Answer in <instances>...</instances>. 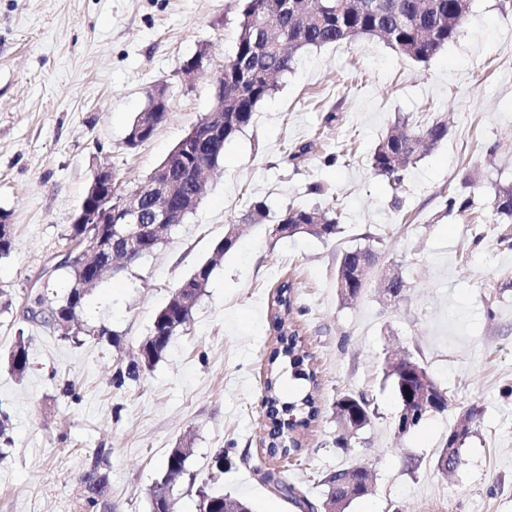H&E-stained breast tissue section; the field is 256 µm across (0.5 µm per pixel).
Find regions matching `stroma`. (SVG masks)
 Segmentation results:
<instances>
[{
    "mask_svg": "<svg viewBox=\"0 0 512 512\" xmlns=\"http://www.w3.org/2000/svg\"><path fill=\"white\" fill-rule=\"evenodd\" d=\"M237 16V0H0V211L13 241L0 259V409L12 439L0 459V512H77L95 448L110 451L112 512H150L167 451L181 443L193 454L173 490L175 512H198L202 487L254 512H302L261 481L259 469L273 467L323 512L324 478L362 465L372 490L347 512H512V224L489 208L512 188V0H471L458 39L425 64L368 37L302 52L226 143L196 210L89 298L84 320L109 328L111 341L64 340L24 317L28 295L65 286L54 266L72 247L96 168L138 189L209 111L210 75L233 51ZM203 46L207 71L186 76ZM161 83L166 117L129 148V128ZM405 119L443 120L448 135L395 189L371 156ZM450 192L469 210L447 213ZM255 202L264 223L246 227L218 261L187 329L151 370L114 387L176 284ZM292 205L336 208L342 233L271 238ZM369 245L378 261L358 298L344 301L338 258ZM388 271L407 285L393 304L380 293ZM285 281L320 415L302 431L300 453L275 466L261 447L260 401L274 343L268 307ZM21 335L30 347L19 377L7 358ZM396 354L421 363L450 398L402 437L384 375ZM70 384L72 397L63 393ZM344 392L366 395L374 415L342 450L334 403ZM474 403L483 415L464 463L442 475L437 453ZM219 448L224 471L215 476Z\"/></svg>",
    "mask_w": 512,
    "mask_h": 512,
    "instance_id": "35a3bbf8",
    "label": "stroma"
}]
</instances>
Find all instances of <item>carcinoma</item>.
I'll return each mask as SVG.
<instances>
[{
    "instance_id": "1",
    "label": "carcinoma",
    "mask_w": 512,
    "mask_h": 512,
    "mask_svg": "<svg viewBox=\"0 0 512 512\" xmlns=\"http://www.w3.org/2000/svg\"><path fill=\"white\" fill-rule=\"evenodd\" d=\"M276 0H244L239 14L235 45L232 54L224 61V86L238 90V96L224 103V111L239 112L237 125L248 126L256 108L276 87V80L267 79L271 71L282 75L288 72L296 55L312 47H322L349 42L358 37H373L384 41L396 53L419 63L429 62L448 43L454 41L464 20L465 0H434L424 8L425 0H377V8L366 12L358 6L360 0H299L301 17L295 18L274 10ZM447 134L442 121L426 126L407 123L393 127L376 145L372 153V167L399 185L409 166L416 163L422 151L435 146ZM494 215L512 220V189L501 190L490 202ZM341 214L334 209L322 210L303 206H291L269 229L274 238H282V225H288V236L304 234L329 241L342 232ZM376 261L371 247L356 248L342 254L337 277H348L358 262ZM215 260L197 265L188 275L198 295H203L210 282ZM67 289L63 296L47 301L42 293L27 297V304L42 309V323L49 326L56 320L65 322L64 327H54L59 336L80 334L112 340V331L104 326L86 327L82 319L86 297L99 284L87 283L82 260L65 267ZM292 286L283 282L269 307V329L280 334V345L268 356L266 381L268 417L272 451L295 453L299 451L296 433L307 428L319 414L315 392L318 388L316 373L306 363L307 355L298 348L297 333L285 334L284 322L292 312ZM192 312L175 301H168L154 316L149 334L139 343L147 356L116 374L114 382L121 387L126 380H135L140 373L152 368L166 353L172 339L191 321ZM9 364L13 372L23 376L29 364V345L24 336L15 341ZM302 382L300 391L290 397L283 392L284 375ZM336 444L348 447L374 414L366 396L345 392L336 399ZM293 414L290 436L278 426L279 419ZM109 451L96 448L81 476L83 497L80 512H110L107 500L108 476L103 471ZM192 448L186 446L168 451L165 473L151 498V512H166L164 486L181 478L187 472V461ZM326 498L336 500L337 506L348 508L356 499L335 475H327ZM199 512H224V494L198 490Z\"/></svg>"
}]
</instances>
